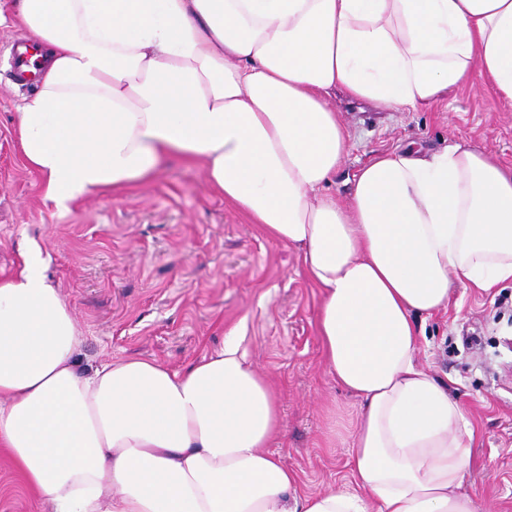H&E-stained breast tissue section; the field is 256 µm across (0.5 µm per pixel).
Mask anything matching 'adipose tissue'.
Masks as SVG:
<instances>
[{
	"instance_id": "1",
	"label": "adipose tissue",
	"mask_w": 512,
	"mask_h": 512,
	"mask_svg": "<svg viewBox=\"0 0 512 512\" xmlns=\"http://www.w3.org/2000/svg\"><path fill=\"white\" fill-rule=\"evenodd\" d=\"M39 89L25 165L68 211L166 156L295 246L322 291L328 371L361 403L353 490L306 494L271 451L279 404L238 336L185 372L146 359L87 373L40 248L0 275V448L51 512H475L474 433L417 362L416 316L452 283L512 282V168L455 143L379 153L327 194L346 133L336 94L403 112L482 80L512 102V0H18Z\"/></svg>"
}]
</instances>
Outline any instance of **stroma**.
Returning <instances> with one entry per match:
<instances>
[{
  "mask_svg": "<svg viewBox=\"0 0 512 512\" xmlns=\"http://www.w3.org/2000/svg\"><path fill=\"white\" fill-rule=\"evenodd\" d=\"M21 36L0 26V274L41 246L45 274L82 334L74 356L81 372L127 357L182 372L236 333L275 385L282 434L272 450L301 491L352 488L347 460L360 403L328 372L316 332L321 291L297 250L215 194L200 161L171 158L121 196L93 194L66 212L45 205L42 179L24 166L15 140L17 109L35 93L11 66ZM334 104L348 135L328 186L340 199L372 156L410 144L434 151L466 143L512 166V106L482 81L406 112L341 95ZM417 324L420 366L447 385L475 433L465 484L477 512H512V283L453 286L447 310ZM0 512H47L1 451Z\"/></svg>",
  "mask_w": 512,
  "mask_h": 512,
  "instance_id": "obj_1",
  "label": "stroma"
}]
</instances>
